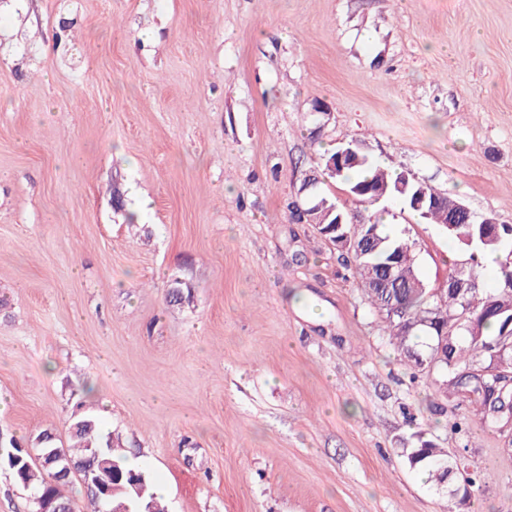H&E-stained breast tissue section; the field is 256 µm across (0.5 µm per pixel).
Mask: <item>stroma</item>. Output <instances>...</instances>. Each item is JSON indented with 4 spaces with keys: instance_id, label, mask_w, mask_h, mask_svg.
<instances>
[{
    "instance_id": "obj_1",
    "label": "stroma",
    "mask_w": 512,
    "mask_h": 512,
    "mask_svg": "<svg viewBox=\"0 0 512 512\" xmlns=\"http://www.w3.org/2000/svg\"><path fill=\"white\" fill-rule=\"evenodd\" d=\"M351 139L512 224V0H0V441L88 411L169 512H512V430L400 361L290 216ZM389 211L429 287L470 266ZM405 454L412 467L426 466L428 476L431 480L442 486L454 470H459L461 463L457 458L453 459L448 453L437 448L434 443L429 440L418 438V447L405 449Z\"/></svg>"
}]
</instances>
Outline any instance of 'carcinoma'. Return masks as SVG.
Here are the masks:
<instances>
[{"label": "carcinoma", "mask_w": 512, "mask_h": 512, "mask_svg": "<svg viewBox=\"0 0 512 512\" xmlns=\"http://www.w3.org/2000/svg\"><path fill=\"white\" fill-rule=\"evenodd\" d=\"M401 173L381 167L367 156L338 169L336 175H328L346 185L352 197L369 206L379 199L398 201L408 205L409 198L396 191ZM457 200L440 195L434 208L428 210L427 219L448 233V238L472 249L471 260L492 257L500 273L498 284L486 289L473 269L465 270V277L473 281L467 292L458 294L448 289L438 294L427 286L419 274L416 260L405 259L413 253V245L406 234L388 231L382 224L387 210L371 216L368 221H357L347 210L336 208V202L323 193L316 194L312 204L299 210L291 205V217L316 227L320 235L328 240L339 253V258L350 269L357 287L361 289L370 305L384 315L383 335L400 356L407 361L419 363L417 355L419 339L429 343L428 357H433L439 343V332L428 329L426 323L439 319L444 329V340L448 344V360L437 361L431 370L435 382L451 384L458 392L466 391L479 403L480 413L488 419L506 416L505 405L512 400V385L509 377L497 372V356L483 348L497 342L512 321V225L498 224L494 234L487 237L478 224H464L463 215L459 223L450 224ZM342 219V229L336 230V220ZM375 230L374 241L360 251L346 249L338 243L339 235L361 242L370 230ZM395 265L399 287H383L384 267ZM401 303L403 314H390L387 306ZM477 318L476 329L469 330L464 316ZM0 467L9 470L14 482L33 491V512L51 505L56 510L60 505H71L73 500L64 494L71 477L79 475L88 486L93 512H108L110 504L123 501L131 512H166L153 492V482L148 473L130 467L125 458L114 453L112 434L103 433L96 417L82 414L73 421L69 442L59 444L54 434L45 429L25 442L10 439L0 446ZM59 448L68 463L73 466L71 475L58 477L55 466L48 465L38 457L24 452L26 448ZM411 466H425L428 476L443 485L450 475L459 469L460 462L429 440L418 437V447L403 449Z\"/></svg>", "instance_id": "obj_1"}]
</instances>
